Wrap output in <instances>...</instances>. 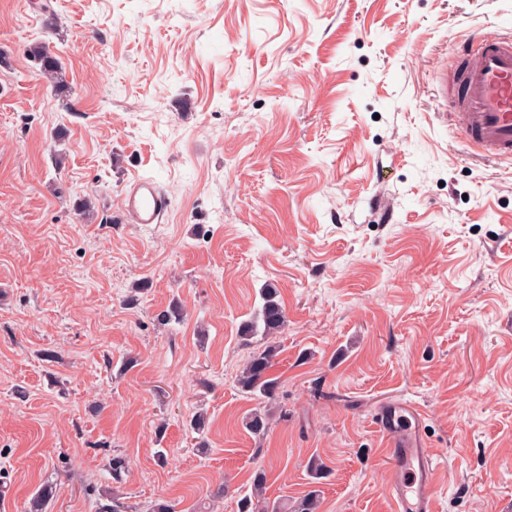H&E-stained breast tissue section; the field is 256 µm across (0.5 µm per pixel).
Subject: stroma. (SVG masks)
Here are the masks:
<instances>
[{
  "label": "stroma",
  "mask_w": 512,
  "mask_h": 512,
  "mask_svg": "<svg viewBox=\"0 0 512 512\" xmlns=\"http://www.w3.org/2000/svg\"><path fill=\"white\" fill-rule=\"evenodd\" d=\"M509 31L512 0H0V512L44 482L46 512L114 485L195 512L223 482L238 512L259 469L273 500L391 512V401L419 410L437 512H512V161L434 79ZM140 178L160 223L124 212ZM268 284L288 416L258 438L237 377ZM28 57L37 66V75L58 88L63 83L62 69L55 53L48 51L45 42L37 41L26 49ZM168 204L158 185L150 179H138L125 194V211L134 224H157ZM262 305L256 317L243 324L241 329L242 339L245 344L261 334V340H269L281 336L287 327V317L284 308L278 299V291L268 285L261 290ZM261 322V327L260 323Z\"/></svg>",
  "instance_id": "1"
}]
</instances>
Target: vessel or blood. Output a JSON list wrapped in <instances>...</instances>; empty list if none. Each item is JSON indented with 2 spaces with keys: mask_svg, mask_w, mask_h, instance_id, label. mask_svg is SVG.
<instances>
[{
  "mask_svg": "<svg viewBox=\"0 0 512 512\" xmlns=\"http://www.w3.org/2000/svg\"><path fill=\"white\" fill-rule=\"evenodd\" d=\"M455 127L471 146L490 157L512 159V36L481 39L459 77ZM168 207L158 185L138 179L125 195V211L136 224H156ZM375 425L385 440L393 512H436L435 457L428 453L411 407L383 405Z\"/></svg>",
  "mask_w": 512,
  "mask_h": 512,
  "instance_id": "obj_1",
  "label": "vessel or blood"
}]
</instances>
